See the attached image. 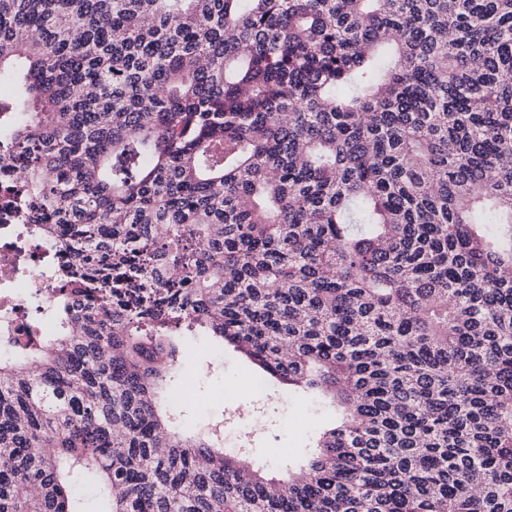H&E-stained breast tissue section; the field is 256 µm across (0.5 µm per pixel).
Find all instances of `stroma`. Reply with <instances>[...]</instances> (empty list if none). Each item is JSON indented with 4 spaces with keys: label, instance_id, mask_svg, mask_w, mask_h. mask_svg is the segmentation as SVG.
<instances>
[{
    "label": "stroma",
    "instance_id": "1",
    "mask_svg": "<svg viewBox=\"0 0 512 512\" xmlns=\"http://www.w3.org/2000/svg\"><path fill=\"white\" fill-rule=\"evenodd\" d=\"M179 374L181 386L190 394L174 417L179 430L207 428L216 417L205 414L204 405L224 403L231 413L227 427L237 434L236 446L249 449L257 465L278 478L305 465L311 453L308 437L334 418L332 411L311 405L302 395L284 401L273 387L263 394H250L251 366L229 348L215 359L203 352L182 360ZM258 416L265 424L256 430L252 422Z\"/></svg>",
    "mask_w": 512,
    "mask_h": 512
}]
</instances>
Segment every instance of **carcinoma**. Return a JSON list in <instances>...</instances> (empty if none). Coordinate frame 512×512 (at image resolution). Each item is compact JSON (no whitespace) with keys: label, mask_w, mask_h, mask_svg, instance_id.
<instances>
[{"label":"carcinoma","mask_w":512,"mask_h":512,"mask_svg":"<svg viewBox=\"0 0 512 512\" xmlns=\"http://www.w3.org/2000/svg\"><path fill=\"white\" fill-rule=\"evenodd\" d=\"M2 87L0 512H512V0H0ZM183 327L331 400L300 474L170 430ZM8 170L0 172V336L26 335V315L42 288H53V266L64 256L48 237L29 236L24 224H36L15 199Z\"/></svg>","instance_id":"obj_1"}]
</instances>
